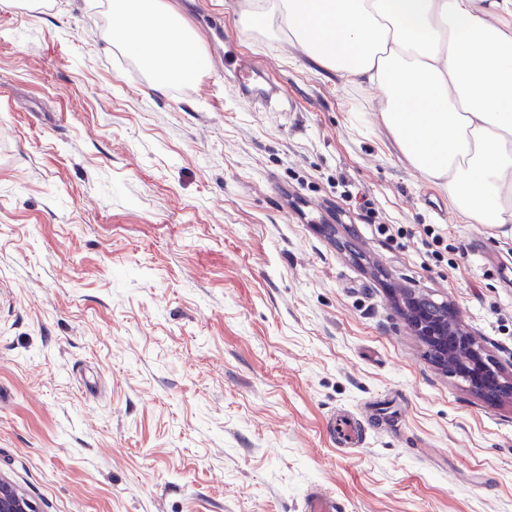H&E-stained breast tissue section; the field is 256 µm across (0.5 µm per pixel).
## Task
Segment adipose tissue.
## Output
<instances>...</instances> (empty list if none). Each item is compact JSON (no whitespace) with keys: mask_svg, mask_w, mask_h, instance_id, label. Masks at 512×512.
<instances>
[{"mask_svg":"<svg viewBox=\"0 0 512 512\" xmlns=\"http://www.w3.org/2000/svg\"><path fill=\"white\" fill-rule=\"evenodd\" d=\"M111 10L113 45L156 90L194 72L202 39L172 0ZM234 22L379 90V119L405 161L465 221L512 235V0H246Z\"/></svg>","mask_w":512,"mask_h":512,"instance_id":"ef3b65f1","label":"adipose tissue"}]
</instances>
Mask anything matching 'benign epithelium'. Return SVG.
I'll use <instances>...</instances> for the list:
<instances>
[{
	"label": "benign epithelium",
	"instance_id": "benign-epithelium-1",
	"mask_svg": "<svg viewBox=\"0 0 512 512\" xmlns=\"http://www.w3.org/2000/svg\"><path fill=\"white\" fill-rule=\"evenodd\" d=\"M395 306L426 357L446 375L465 382V388L484 401L512 404V362L505 368L487 354L462 324L458 309L437 302L422 291L401 289ZM0 512H38L36 504L8 479L0 476Z\"/></svg>",
	"mask_w": 512,
	"mask_h": 512
}]
</instances>
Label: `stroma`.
Instances as JSON below:
<instances>
[{
  "instance_id": "stroma-1",
  "label": "stroma",
  "mask_w": 512,
  "mask_h": 512,
  "mask_svg": "<svg viewBox=\"0 0 512 512\" xmlns=\"http://www.w3.org/2000/svg\"><path fill=\"white\" fill-rule=\"evenodd\" d=\"M107 2L0 0V476L39 512H304L315 483L344 512H512V408L389 294L450 302L511 362L512 237L405 162L375 89L237 27L243 0H176L206 65L163 93ZM237 85L244 97L262 108H268L277 93L272 87L264 85L260 75L244 68L238 71Z\"/></svg>"
}]
</instances>
